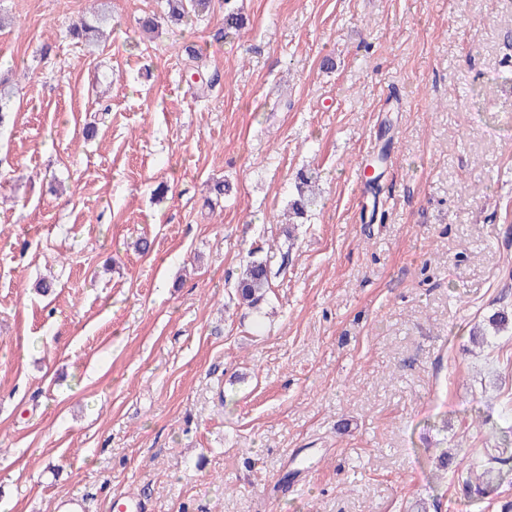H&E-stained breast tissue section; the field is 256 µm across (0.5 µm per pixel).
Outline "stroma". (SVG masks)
Instances as JSON below:
<instances>
[{"label": "stroma", "instance_id": "obj_1", "mask_svg": "<svg viewBox=\"0 0 512 512\" xmlns=\"http://www.w3.org/2000/svg\"><path fill=\"white\" fill-rule=\"evenodd\" d=\"M232 5L225 38L219 9L147 34L164 0H0V502L499 512L512 483L472 501L456 463L512 437V333L470 338L512 314V0ZM298 182L295 185L297 198L291 202V209L296 218H303V215L307 212L308 206H310L312 202V180L314 177L312 175H301L298 178ZM249 253V260L235 285V296L239 304L256 308L270 288V266L268 256L259 257Z\"/></svg>", "mask_w": 512, "mask_h": 512}]
</instances>
